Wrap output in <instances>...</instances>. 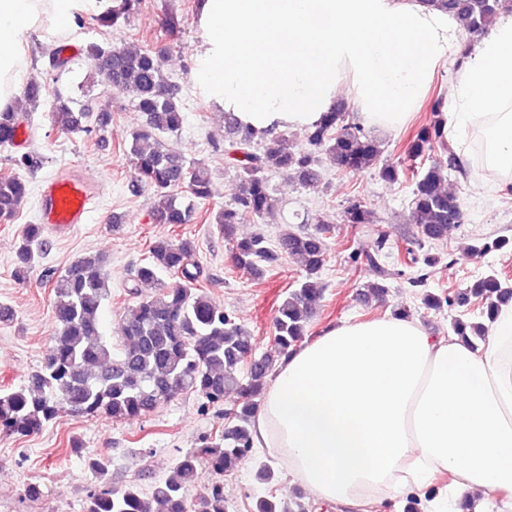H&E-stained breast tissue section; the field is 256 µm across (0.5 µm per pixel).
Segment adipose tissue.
Here are the masks:
<instances>
[{"label": "adipose tissue", "mask_w": 512, "mask_h": 512, "mask_svg": "<svg viewBox=\"0 0 512 512\" xmlns=\"http://www.w3.org/2000/svg\"><path fill=\"white\" fill-rule=\"evenodd\" d=\"M98 0H0V109L19 97L30 31H68ZM195 80L238 122L272 136L318 124L342 96L394 132L455 63L449 123L512 174V13L466 40L426 0H203ZM316 501L358 507L452 476L449 494L482 512L512 499V304L485 341L437 338L405 316L328 325L283 355L252 429Z\"/></svg>", "instance_id": "adipose-tissue-1"}]
</instances>
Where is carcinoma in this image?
I'll return each mask as SVG.
<instances>
[{
	"label": "carcinoma",
	"instance_id": "obj_1",
	"mask_svg": "<svg viewBox=\"0 0 512 512\" xmlns=\"http://www.w3.org/2000/svg\"><path fill=\"white\" fill-rule=\"evenodd\" d=\"M454 15L469 34L483 33L498 16L512 12V0H426ZM144 0H112V7L93 15L99 28H110L138 12ZM94 75L112 89L132 95L134 110L142 124L131 136L126 157L137 181L154 192L152 216L158 224H196L216 227L229 246L235 266L255 275L282 253L297 258L302 266L297 287L288 293L274 319V344L278 355L303 341L308 322L324 292L321 281L327 257L325 233L328 217L318 220L312 231H285L277 250L266 237L255 233L241 237L237 226L248 219L265 220L273 215L269 173L283 171L302 185L316 183L319 163L325 159L344 174L377 172L386 183L412 181L411 217L421 237L441 242L448 228L462 223V204L448 192L449 174L461 171L454 151L445 140L441 125L430 122L411 138L406 149L409 164L385 158L381 143L350 119L346 105L338 101L314 128L305 131V145L295 149L284 133L261 145L265 136L243 127L226 115L224 160L239 179L234 202L214 212L200 210L211 200L216 187L209 169L190 163L168 144L182 130L185 113L180 89L164 75L158 53L132 51L93 42L83 49ZM45 83H26L23 98L40 102ZM75 101L61 94L54 99L53 123L72 133L99 131L111 122V113L74 107ZM23 116L15 107L0 110V147H14ZM43 166V156L24 152L14 157V168L0 173V223H12L29 195V183L20 174ZM343 221L370 224L371 212L353 197ZM512 240L496 237L471 246L473 255L501 251ZM46 246L45 225L25 224L15 250L14 276L24 280L35 268ZM176 281L167 283L161 275ZM202 268L196 260L195 242L156 240L149 259L136 271L128 295L136 298L130 313L117 328L119 348L102 333L101 310L109 293V273L97 255L74 260L60 275L48 271L47 282L56 293L53 307L54 333L40 366L24 384L0 389V435L24 439L39 434L60 412L76 416H105L115 423L146 416L181 392L201 399L202 410L224 405L225 393L233 390L237 400L224 412V430L205 435L200 446L182 454L172 473L144 490L131 481L120 488L106 480L111 461L98 455L86 457L90 470L102 479L83 504V512H189L187 492L207 467L217 479L236 471L252 451V427L257 411L255 398L263 393L276 359L255 356L252 336L236 317L217 305L200 284ZM391 273L379 270V279L364 286L366 299L384 298ZM155 283L154 294L139 296L138 285ZM512 300V284L497 273L475 278L463 291L449 296L428 294L424 304L439 310L445 306L481 303L479 317L492 320L499 306ZM454 335L478 341L484 337L482 323L459 316L452 324ZM201 512H227L219 482L211 483L200 497Z\"/></svg>",
	"mask_w": 512,
	"mask_h": 512
}]
</instances>
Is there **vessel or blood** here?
I'll return each mask as SVG.
<instances>
[{"label": "vessel or blood", "instance_id": "vessel-or-blood-1", "mask_svg": "<svg viewBox=\"0 0 512 512\" xmlns=\"http://www.w3.org/2000/svg\"><path fill=\"white\" fill-rule=\"evenodd\" d=\"M94 186L77 175L45 180L40 190L44 224L63 231L86 223L94 207Z\"/></svg>", "mask_w": 512, "mask_h": 512}]
</instances>
